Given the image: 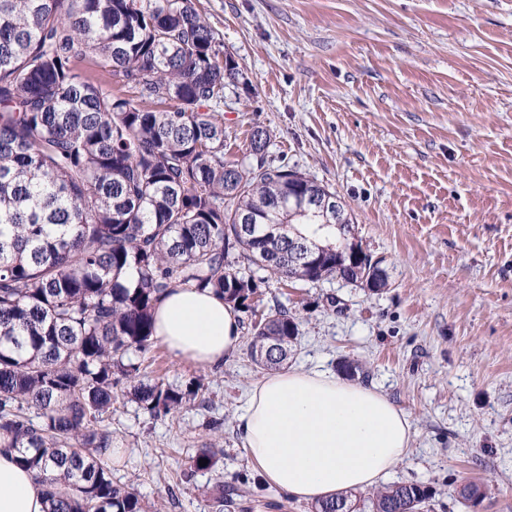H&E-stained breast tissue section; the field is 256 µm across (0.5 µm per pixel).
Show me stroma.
Segmentation results:
<instances>
[{
  "instance_id": "1",
  "label": "stroma",
  "mask_w": 512,
  "mask_h": 512,
  "mask_svg": "<svg viewBox=\"0 0 512 512\" xmlns=\"http://www.w3.org/2000/svg\"><path fill=\"white\" fill-rule=\"evenodd\" d=\"M241 75L226 86L224 158L254 129L266 156L335 190L378 293L338 279L269 282L255 314L299 323L291 367L358 363L356 382L404 410L410 448L385 484L430 487L429 512H512V0H193ZM144 374L201 400L152 417L128 397L105 419L124 453L114 482L163 512H208L217 483L249 495L224 512H310L263 484L236 415L265 372L247 347L203 369L161 342ZM216 463L180 474L199 449ZM482 485L464 505L457 487Z\"/></svg>"
}]
</instances>
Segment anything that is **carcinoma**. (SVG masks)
I'll return each instance as SVG.
<instances>
[{"label":"carcinoma","instance_id":"cac0c4a2","mask_svg":"<svg viewBox=\"0 0 512 512\" xmlns=\"http://www.w3.org/2000/svg\"><path fill=\"white\" fill-rule=\"evenodd\" d=\"M236 59L193 0H0V437L45 487L49 512H159L112 481L104 425L120 385L151 416L199 387L144 380L154 308L173 286L238 312L271 279L361 284L336 263V192L265 155L255 130L224 161L211 104ZM118 77L135 94L112 92ZM299 243L319 258L300 260ZM299 323L277 306L251 327L255 365L280 370ZM202 448L189 482L213 464ZM459 496L478 504L481 486ZM421 484L387 485L370 512H425ZM338 494L317 512H356Z\"/></svg>","mask_w":512,"mask_h":512}]
</instances>
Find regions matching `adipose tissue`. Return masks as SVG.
<instances>
[{
	"label": "adipose tissue",
	"mask_w": 512,
	"mask_h": 512,
	"mask_svg": "<svg viewBox=\"0 0 512 512\" xmlns=\"http://www.w3.org/2000/svg\"><path fill=\"white\" fill-rule=\"evenodd\" d=\"M154 318L169 352L202 367L222 364L241 344L240 314L207 291L170 289ZM237 422L261 481L306 501L374 487L411 441L408 414L375 388L296 368L256 382ZM18 457L0 442V512H47L43 485Z\"/></svg>",
	"instance_id": "adipose-tissue-1"
}]
</instances>
